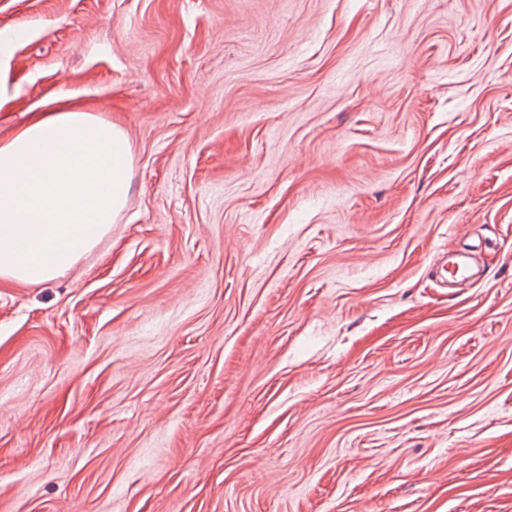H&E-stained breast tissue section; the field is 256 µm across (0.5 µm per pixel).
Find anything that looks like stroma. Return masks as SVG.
I'll return each mask as SVG.
<instances>
[{
	"label": "stroma",
	"mask_w": 512,
	"mask_h": 512,
	"mask_svg": "<svg viewBox=\"0 0 512 512\" xmlns=\"http://www.w3.org/2000/svg\"><path fill=\"white\" fill-rule=\"evenodd\" d=\"M0 141L127 206L0 281V512H512V0H0ZM473 283L440 286L448 248ZM133 150L94 112H44L0 142V279L63 276L109 234L125 208Z\"/></svg>",
	"instance_id": "stroma-1"
}]
</instances>
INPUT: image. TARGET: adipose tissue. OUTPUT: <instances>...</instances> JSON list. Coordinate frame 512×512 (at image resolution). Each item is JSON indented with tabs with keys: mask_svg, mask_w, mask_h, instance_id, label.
<instances>
[{
	"mask_svg": "<svg viewBox=\"0 0 512 512\" xmlns=\"http://www.w3.org/2000/svg\"><path fill=\"white\" fill-rule=\"evenodd\" d=\"M132 164L123 127L76 108L0 142V279L42 284L92 251L125 208Z\"/></svg>",
	"mask_w": 512,
	"mask_h": 512,
	"instance_id": "obj_1",
	"label": "adipose tissue"
}]
</instances>
